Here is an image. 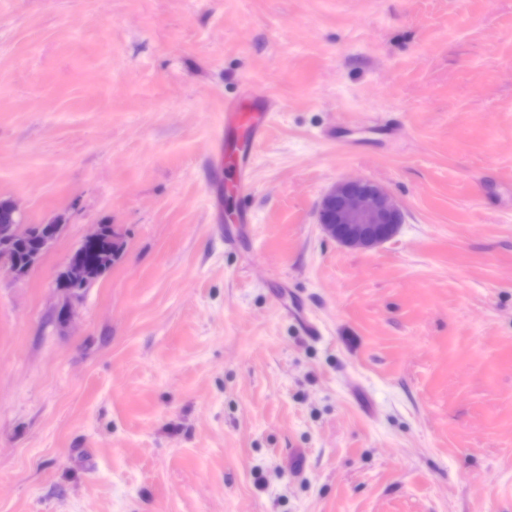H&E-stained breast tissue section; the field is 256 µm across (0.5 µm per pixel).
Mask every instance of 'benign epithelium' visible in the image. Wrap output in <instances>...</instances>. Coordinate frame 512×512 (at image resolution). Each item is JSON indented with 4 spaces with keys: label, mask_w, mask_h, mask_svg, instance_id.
<instances>
[{
    "label": "benign epithelium",
    "mask_w": 512,
    "mask_h": 512,
    "mask_svg": "<svg viewBox=\"0 0 512 512\" xmlns=\"http://www.w3.org/2000/svg\"><path fill=\"white\" fill-rule=\"evenodd\" d=\"M403 215L397 200L382 186L364 179L334 184L322 197L317 221L341 245L371 250L393 237Z\"/></svg>",
    "instance_id": "7a95c632"
}]
</instances>
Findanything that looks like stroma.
<instances>
[{
    "instance_id": "stroma-1",
    "label": "stroma",
    "mask_w": 512,
    "mask_h": 512,
    "mask_svg": "<svg viewBox=\"0 0 512 512\" xmlns=\"http://www.w3.org/2000/svg\"><path fill=\"white\" fill-rule=\"evenodd\" d=\"M349 177L375 249L317 222ZM0 200L61 227L0 273V512H512V0H0ZM246 101L224 105V133L212 140L208 164L218 182L238 194L251 190L253 147L260 142L275 114L268 96L255 88L247 93ZM397 200L382 186L364 179L334 184L322 197L317 221L341 245L371 250L393 237L402 224Z\"/></svg>"
}]
</instances>
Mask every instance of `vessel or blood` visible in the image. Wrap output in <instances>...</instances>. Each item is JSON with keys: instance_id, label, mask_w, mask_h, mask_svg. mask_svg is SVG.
Segmentation results:
<instances>
[{"instance_id": "b4317fda", "label": "vessel or blood", "mask_w": 512, "mask_h": 512, "mask_svg": "<svg viewBox=\"0 0 512 512\" xmlns=\"http://www.w3.org/2000/svg\"><path fill=\"white\" fill-rule=\"evenodd\" d=\"M274 114L268 96L255 90L246 101L225 104L224 131L213 138L208 157L217 181L236 193L250 192L253 148L264 138Z\"/></svg>"}]
</instances>
